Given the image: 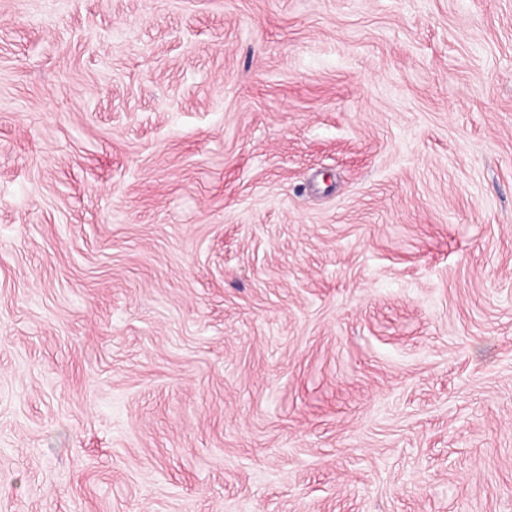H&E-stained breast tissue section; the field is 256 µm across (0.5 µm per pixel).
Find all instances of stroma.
<instances>
[{
	"label": "stroma",
	"mask_w": 512,
	"mask_h": 512,
	"mask_svg": "<svg viewBox=\"0 0 512 512\" xmlns=\"http://www.w3.org/2000/svg\"><path fill=\"white\" fill-rule=\"evenodd\" d=\"M0 512H512V0H0Z\"/></svg>",
	"instance_id": "stroma-1"
}]
</instances>
